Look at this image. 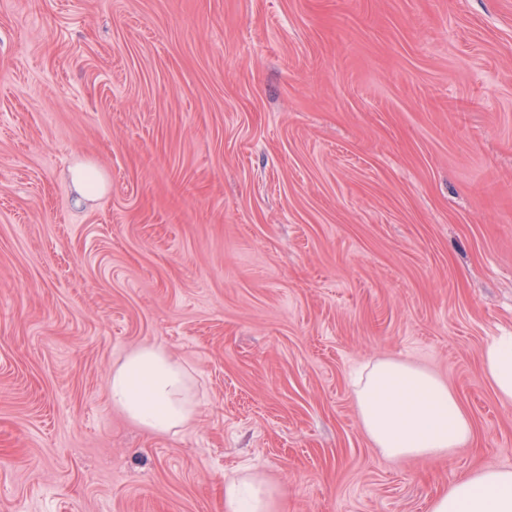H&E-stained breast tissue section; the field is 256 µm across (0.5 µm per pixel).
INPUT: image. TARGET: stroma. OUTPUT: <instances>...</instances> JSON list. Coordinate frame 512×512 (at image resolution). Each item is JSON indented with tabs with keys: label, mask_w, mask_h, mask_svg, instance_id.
Here are the masks:
<instances>
[{
	"label": "stroma",
	"mask_w": 512,
	"mask_h": 512,
	"mask_svg": "<svg viewBox=\"0 0 512 512\" xmlns=\"http://www.w3.org/2000/svg\"><path fill=\"white\" fill-rule=\"evenodd\" d=\"M76 165L101 193L81 197ZM512 0H0V512H429L512 469ZM156 344L202 407H112ZM441 377L470 444L380 455L350 376ZM483 371L498 400L512 404V334L495 336L485 346ZM181 360L158 345L128 352L113 368L108 383L112 406L143 429L176 433L192 421L200 402ZM280 496L278 487L253 469L224 478L225 512H282Z\"/></svg>",
	"instance_id": "stroma-1"
}]
</instances>
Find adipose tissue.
I'll use <instances>...</instances> for the list:
<instances>
[{"label":"adipose tissue","instance_id":"adipose-tissue-1","mask_svg":"<svg viewBox=\"0 0 512 512\" xmlns=\"http://www.w3.org/2000/svg\"><path fill=\"white\" fill-rule=\"evenodd\" d=\"M483 371L501 403L512 404V334L493 337ZM362 426L390 459L439 457L469 444L473 428L448 386L407 363H368L354 385ZM108 396L143 429L169 435L192 421L200 403L181 360L158 345L128 352L112 369ZM280 491L246 470L224 479V512H279ZM430 512H512V469L477 468L435 496Z\"/></svg>","mask_w":512,"mask_h":512}]
</instances>
